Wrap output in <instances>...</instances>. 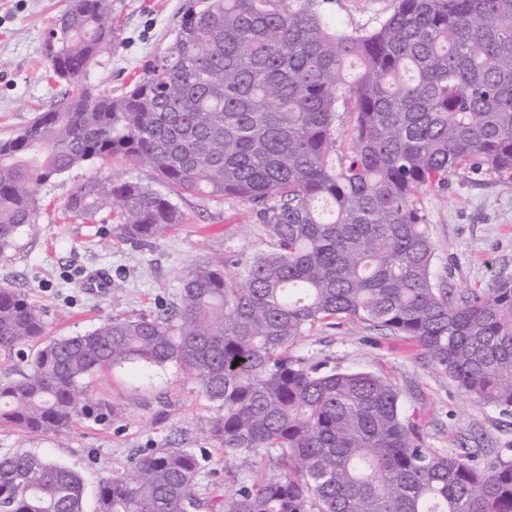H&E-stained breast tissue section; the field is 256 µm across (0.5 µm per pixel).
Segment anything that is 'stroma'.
<instances>
[{"instance_id":"obj_1","label":"stroma","mask_w":512,"mask_h":512,"mask_svg":"<svg viewBox=\"0 0 512 512\" xmlns=\"http://www.w3.org/2000/svg\"><path fill=\"white\" fill-rule=\"evenodd\" d=\"M203 0H113L120 28L87 75L89 84L121 94L144 62L173 37L188 7ZM70 0H0V137L24 126L49 106L53 93L43 75L45 45L54 20ZM312 7L338 31L377 25L393 0H288ZM99 174L95 163L74 167L45 182L33 224L0 252V287L15 288L45 308L46 339L73 336L113 316L155 315L178 304L183 280L216 260L235 270L251 254L269 249L264 227L245 204L200 195L175 197L185 224L160 234L151 247L124 240L116 224L71 223L61 218L67 198ZM435 248V283L462 292L485 289L498 276H512V180L461 171L445 190L420 196ZM105 272L116 294L89 288L91 271ZM295 355L344 372H370L399 391L421 443L445 454L469 450L491 456L512 448V418L469 399L422 350L402 336L366 324L317 329L293 347ZM87 384L93 400L112 406L105 422L79 419L64 435L24 439L0 426V451L26 443L85 481L92 499L100 480L124 471L135 452L149 453L180 442L198 455L219 459L211 442L198 438L201 424L219 413L216 403L176 364L133 363L95 374Z\"/></svg>"}]
</instances>
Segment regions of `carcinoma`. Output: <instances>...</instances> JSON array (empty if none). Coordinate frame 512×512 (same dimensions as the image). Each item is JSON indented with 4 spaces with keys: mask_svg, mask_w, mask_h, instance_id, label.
<instances>
[{
    "mask_svg": "<svg viewBox=\"0 0 512 512\" xmlns=\"http://www.w3.org/2000/svg\"><path fill=\"white\" fill-rule=\"evenodd\" d=\"M280 2L187 9L118 96L85 83L116 38L112 0H71L55 21L45 55L65 90L0 139V250L33 223L38 187L89 161L238 200L273 248L239 271L222 260L196 271L169 313L49 341L43 309L0 287V347H36L0 384V424L33 437L106 420L86 376L173 362L222 410L200 436L246 479L204 485L203 458L162 448L102 480L95 512H512V454L434 453L392 384L292 353L316 327L366 323L415 341L466 396L512 415V277L437 287L419 207L459 170L512 176V0H395L356 35ZM102 213L142 246L185 222L168 195L110 173L64 206L85 224ZM84 492L69 467L0 452V512H84ZM115 168L126 179L138 180L143 183L150 184L153 188H156L160 191L167 192L166 188L158 184V182L155 180V172L148 166L120 163L117 164Z\"/></svg>",
    "mask_w": 512,
    "mask_h": 512,
    "instance_id": "obj_1",
    "label": "carcinoma"
}]
</instances>
